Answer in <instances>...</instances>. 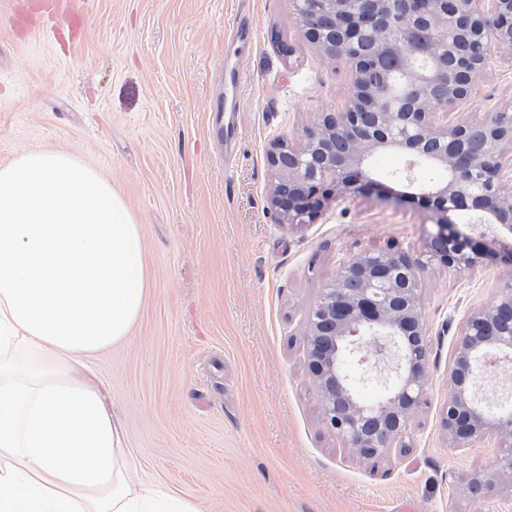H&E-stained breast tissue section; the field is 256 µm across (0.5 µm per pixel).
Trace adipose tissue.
Instances as JSON below:
<instances>
[{
	"instance_id": "adipose-tissue-1",
	"label": "adipose tissue",
	"mask_w": 512,
	"mask_h": 512,
	"mask_svg": "<svg viewBox=\"0 0 512 512\" xmlns=\"http://www.w3.org/2000/svg\"><path fill=\"white\" fill-rule=\"evenodd\" d=\"M148 281L124 199L69 153L0 165V512H198L140 481L90 363Z\"/></svg>"
}]
</instances>
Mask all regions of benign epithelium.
<instances>
[{"instance_id": "benign-epithelium-1", "label": "benign epithelium", "mask_w": 512, "mask_h": 512, "mask_svg": "<svg viewBox=\"0 0 512 512\" xmlns=\"http://www.w3.org/2000/svg\"><path fill=\"white\" fill-rule=\"evenodd\" d=\"M299 27L325 55L349 67L352 91L336 112H319L299 141L277 138L267 156L276 173L270 202L282 223L308 224L336 196L414 183L434 165L444 180L416 186L433 214L417 255L391 246L339 260L311 309L307 367L323 419L357 456L385 458L413 423L429 382L430 349L420 290L429 270H468L492 259L512 267V117L448 122V111L481 82L492 53L512 60V0H293ZM406 157L396 175L370 165L378 152ZM463 213L494 230L465 234ZM376 369L397 359L385 398L366 404L341 370V352ZM496 359L512 360V279L495 301L470 311L456 335L441 426L463 447L489 433L504 446L492 463L461 478L471 497L512 488V412L482 407L473 383Z\"/></svg>"}]
</instances>
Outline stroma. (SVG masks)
I'll use <instances>...</instances> for the list:
<instances>
[{
    "instance_id": "1",
    "label": "stroma",
    "mask_w": 512,
    "mask_h": 512,
    "mask_svg": "<svg viewBox=\"0 0 512 512\" xmlns=\"http://www.w3.org/2000/svg\"><path fill=\"white\" fill-rule=\"evenodd\" d=\"M42 2L0 0V163L75 154L141 226L143 311L94 364L145 481L200 512H512V492L476 500L459 483L499 439L458 449L440 424L457 329L495 301L499 263L425 275L431 377L403 446L361 461L324 425L310 309L342 254L418 252L431 213L403 182L331 198L311 224L271 207L270 142L351 92L292 0H72L83 22L52 40ZM241 13L249 45L233 39ZM496 113L512 116V62L494 56L448 119Z\"/></svg>"
}]
</instances>
